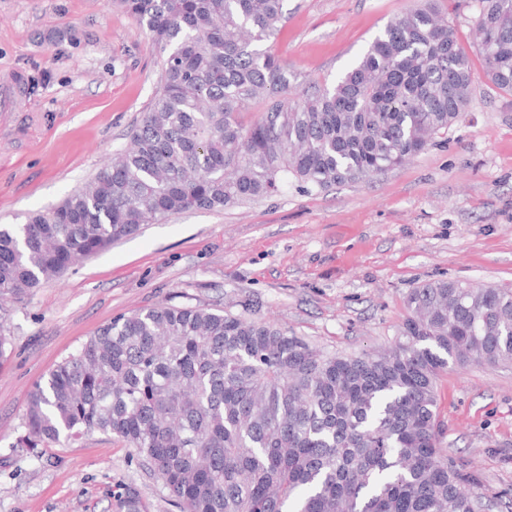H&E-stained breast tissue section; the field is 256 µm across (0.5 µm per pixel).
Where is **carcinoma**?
Segmentation results:
<instances>
[{
    "label": "carcinoma",
    "mask_w": 512,
    "mask_h": 512,
    "mask_svg": "<svg viewBox=\"0 0 512 512\" xmlns=\"http://www.w3.org/2000/svg\"><path fill=\"white\" fill-rule=\"evenodd\" d=\"M162 56L148 112L80 189L0 224V299L190 210L385 173L465 111L470 57L428 2L329 87L295 97L274 44L284 0H115ZM484 76L512 94V0H474ZM266 104L260 116L243 113ZM380 353L323 356L251 313L162 304L101 327L28 394V448L99 432L182 512H484L440 446L448 367L512 363V287L437 279Z\"/></svg>",
    "instance_id": "obj_1"
}]
</instances>
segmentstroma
Returning <instances> with one entry per match:
<instances>
[{
	"mask_svg": "<svg viewBox=\"0 0 512 512\" xmlns=\"http://www.w3.org/2000/svg\"><path fill=\"white\" fill-rule=\"evenodd\" d=\"M425 0H286L277 56L294 93L331 85L387 22ZM469 53L471 102L434 143L371 180L194 210L5 301L0 512H180L132 448L107 434L20 444L34 384L114 318L160 304L242 313L256 303L323 354L388 346L405 295L435 279L512 287V96L490 84L469 0H436ZM161 53L112 0H0V224L24 223L124 149L154 97ZM440 436L488 512H512V366L449 368Z\"/></svg>",
	"mask_w": 512,
	"mask_h": 512,
	"instance_id": "1",
	"label": "stroma"
}]
</instances>
